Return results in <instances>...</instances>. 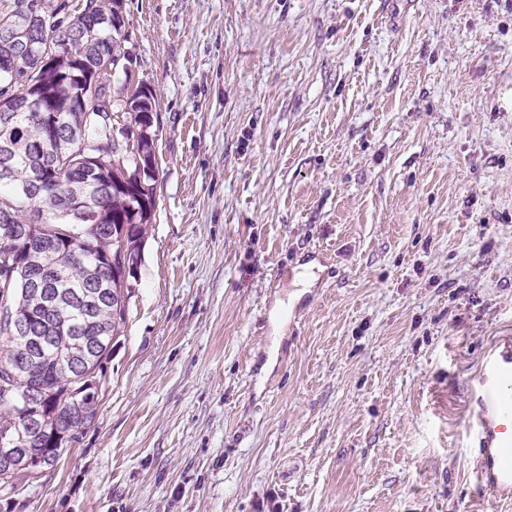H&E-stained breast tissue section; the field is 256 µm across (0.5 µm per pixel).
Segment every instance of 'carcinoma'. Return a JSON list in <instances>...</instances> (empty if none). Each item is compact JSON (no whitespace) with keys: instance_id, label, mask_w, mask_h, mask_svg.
I'll list each match as a JSON object with an SVG mask.
<instances>
[{"instance_id":"1","label":"carcinoma","mask_w":512,"mask_h":512,"mask_svg":"<svg viewBox=\"0 0 512 512\" xmlns=\"http://www.w3.org/2000/svg\"><path fill=\"white\" fill-rule=\"evenodd\" d=\"M29 0L0 4V97L27 101L31 92L23 77L37 60L42 38L58 40L55 79L45 108L57 116L58 132L29 116L22 108L0 112V165L9 161L16 175L41 172L54 182L55 191L21 194L15 182L0 178V209L6 208L12 224L69 226L71 237L57 239L49 250H34L22 256L27 265L47 272L46 288H31L19 278L11 295L0 294V313L23 308L33 316L34 333L45 343L34 354L27 370L14 365L22 348L8 338L6 322L0 319V442L28 437L25 410L16 405V395L41 387L46 400L33 407L41 422L36 444L52 461L60 457L97 417L99 395L88 388L72 395V377L81 367L103 369L124 332L127 312L116 311L111 293L125 291L132 297L138 277L124 282L108 278L105 258L124 252L141 258L148 224L156 208L158 169L153 143L141 133L146 113L155 111L152 92L137 85L111 88L112 74L103 70L107 61L117 66L122 31L112 26L117 0H42L45 8L33 13ZM8 27L35 32L34 45L18 48L4 38ZM109 95L112 109L129 120L113 131L100 120L96 98ZM94 144L98 163L112 167V188L100 193V176L76 164L75 152L84 141ZM50 148L67 164L62 174L40 169L38 147ZM102 208V227L88 234L76 221V207Z\"/></svg>"}]
</instances>
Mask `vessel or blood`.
Returning <instances> with one entry per match:
<instances>
[{
    "label": "vessel or blood",
    "instance_id": "1",
    "mask_svg": "<svg viewBox=\"0 0 512 512\" xmlns=\"http://www.w3.org/2000/svg\"><path fill=\"white\" fill-rule=\"evenodd\" d=\"M465 427L477 481L499 501L512 499V333L486 349L469 383Z\"/></svg>",
    "mask_w": 512,
    "mask_h": 512
}]
</instances>
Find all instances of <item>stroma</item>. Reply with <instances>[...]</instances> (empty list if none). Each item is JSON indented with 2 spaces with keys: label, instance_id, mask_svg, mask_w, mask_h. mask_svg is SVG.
<instances>
[{
  "label": "stroma",
  "instance_id": "obj_1",
  "mask_svg": "<svg viewBox=\"0 0 512 512\" xmlns=\"http://www.w3.org/2000/svg\"><path fill=\"white\" fill-rule=\"evenodd\" d=\"M158 205L98 414L13 512H512V0H124ZM465 427L477 481L499 501L512 499V333L486 349L470 380Z\"/></svg>",
  "mask_w": 512,
  "mask_h": 512
}]
</instances>
